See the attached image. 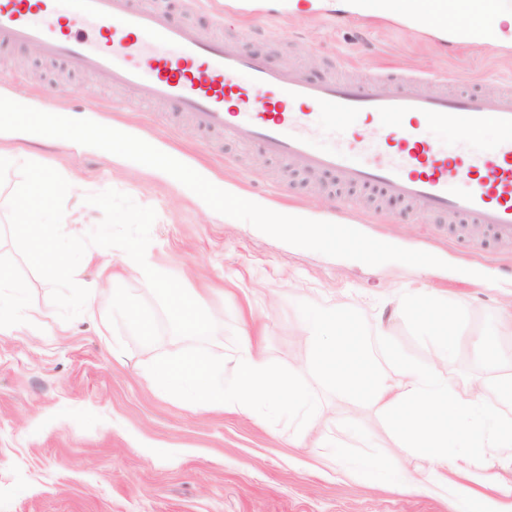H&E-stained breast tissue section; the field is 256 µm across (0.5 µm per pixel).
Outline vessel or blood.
<instances>
[{"mask_svg": "<svg viewBox=\"0 0 512 512\" xmlns=\"http://www.w3.org/2000/svg\"><path fill=\"white\" fill-rule=\"evenodd\" d=\"M19 46L133 91L138 103L176 102L201 132L260 143L269 157L334 172L347 186L400 197L417 215L512 244L511 85L490 100L471 87L412 91V76L393 71L370 87L314 84L173 24L145 0H0V48ZM438 126L456 138L432 139ZM490 127L497 139L479 145ZM452 177L463 184L453 194Z\"/></svg>", "mask_w": 512, "mask_h": 512, "instance_id": "obj_1", "label": "vessel or blood"}]
</instances>
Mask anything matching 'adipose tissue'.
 <instances>
[{
  "label": "adipose tissue",
  "instance_id": "obj_1",
  "mask_svg": "<svg viewBox=\"0 0 512 512\" xmlns=\"http://www.w3.org/2000/svg\"><path fill=\"white\" fill-rule=\"evenodd\" d=\"M464 0H337L338 10L361 16L376 15L413 26L427 22L437 37L455 42L467 40L512 50V14L498 10L490 14L476 13L467 31H459L449 23Z\"/></svg>",
  "mask_w": 512,
  "mask_h": 512
}]
</instances>
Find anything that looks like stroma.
Instances as JSON below:
<instances>
[{"mask_svg":"<svg viewBox=\"0 0 512 512\" xmlns=\"http://www.w3.org/2000/svg\"><path fill=\"white\" fill-rule=\"evenodd\" d=\"M169 18L202 34H217L273 68L299 72L311 82L370 83L388 69L456 76L494 95L512 79V51L461 41L444 45L423 26L384 18H358L322 7L302 13L242 7L240 0H203L190 7L170 0ZM0 96L47 111L81 116L101 109L103 125L160 143L164 151L192 158L225 190L277 212L319 220L347 211L368 234L391 244L432 253L446 268H411L398 262L369 266L328 257L272 238L252 225L213 211L169 174L108 152L63 139L20 131L0 132L17 161L57 170L72 185L66 212L95 219L86 194L113 188L157 218L146 257L173 275L217 324L208 349L224 359L235 337L254 334L266 362L308 376L312 344L297 304L352 307L371 331L395 339L426 365L434 345L418 342L400 310L403 294L457 303L468 312L448 383L459 393L483 390L485 401L512 416L497 392L512 379V335L498 339V357L480 358L475 343L494 333L512 313V248L467 233L449 239L439 216L417 217L406 203L352 189L337 176L302 171L267 158L256 146L220 138L203 140L172 103L151 109L133 104L130 92L68 71L32 47L0 50ZM94 262L123 265L107 282L104 310L113 294L127 312L108 325L80 315L51 324L27 315L33 304L52 310L49 284L0 239V272L18 283L19 300L0 324V512H507L512 507V457L486 455L468 475L437 468L429 456L403 447L382 418L380 402L361 404L309 386L319 400V420L295 431L245 407L212 409L150 388L148 365L189 347L174 336L150 289L125 261L124 251L89 247ZM336 448H318V435ZM375 458L368 478L358 462ZM401 470L421 489L408 492L392 480Z\"/></svg>","mask_w":512,"mask_h":512,"instance_id":"obj_1","label":"stroma"}]
</instances>
